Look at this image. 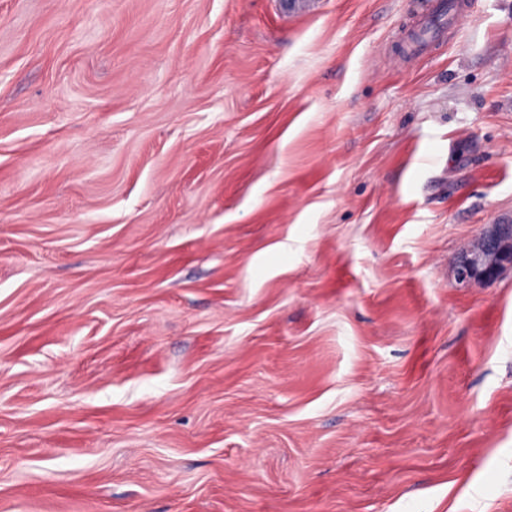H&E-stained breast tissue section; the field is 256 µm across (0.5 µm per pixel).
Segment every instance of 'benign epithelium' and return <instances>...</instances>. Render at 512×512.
Instances as JSON below:
<instances>
[{
    "instance_id": "obj_1",
    "label": "benign epithelium",
    "mask_w": 512,
    "mask_h": 512,
    "mask_svg": "<svg viewBox=\"0 0 512 512\" xmlns=\"http://www.w3.org/2000/svg\"><path fill=\"white\" fill-rule=\"evenodd\" d=\"M512 254V221L491 225L476 238L473 249L461 262L458 278L463 283L481 281L512 267L500 259Z\"/></svg>"
}]
</instances>
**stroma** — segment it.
<instances>
[{
  "instance_id": "stroma-1",
  "label": "stroma",
  "mask_w": 512,
  "mask_h": 512,
  "mask_svg": "<svg viewBox=\"0 0 512 512\" xmlns=\"http://www.w3.org/2000/svg\"><path fill=\"white\" fill-rule=\"evenodd\" d=\"M0 0V512H512V0ZM446 0H435L426 4V17L416 34L412 37V43L421 52H425L428 46L439 42L448 25V16L454 10V5ZM512 252V221L492 224L476 238L473 249L461 262L458 278L462 283L481 281L511 269V263H500L499 260ZM490 271L489 274L486 272Z\"/></svg>"
}]
</instances>
